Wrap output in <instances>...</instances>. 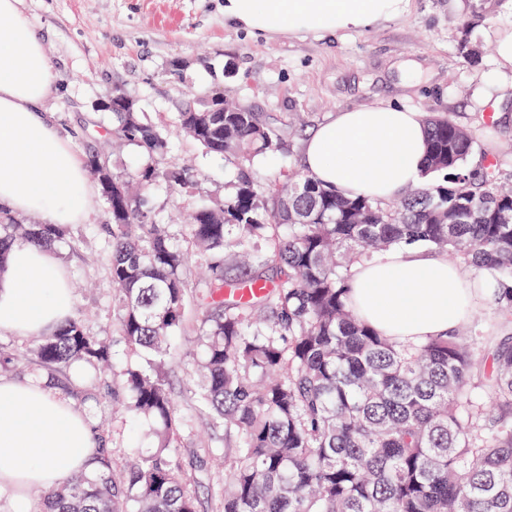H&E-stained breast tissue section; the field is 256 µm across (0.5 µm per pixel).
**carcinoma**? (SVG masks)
<instances>
[{
	"instance_id": "obj_1",
	"label": "carcinoma",
	"mask_w": 512,
	"mask_h": 512,
	"mask_svg": "<svg viewBox=\"0 0 512 512\" xmlns=\"http://www.w3.org/2000/svg\"><path fill=\"white\" fill-rule=\"evenodd\" d=\"M177 113L181 129L238 168L224 203L189 218L193 242L210 257V288L197 343L200 403L234 439L220 512H512V334L490 338L477 359L473 336L456 330L401 343L371 329L349 298L352 266L406 242L448 251L489 272L512 308V175L468 160L476 142L451 118L427 117L428 170L441 178L391 207L344 197L290 169L264 188L254 159L283 150L262 112ZM112 134L168 154L161 131L114 100ZM108 209V272L115 321L140 361L124 369L132 418L158 424L154 450L133 454L115 474L106 440L92 468L43 495L44 512H199L172 455L191 420L177 415L162 373L167 342L185 324L184 271L191 256L171 242L129 191L158 179L173 188L190 171L175 162L116 176L90 151ZM69 226L0 220V271L14 243L52 247ZM271 268L273 277L261 271ZM258 287L247 299L234 290ZM28 356L49 383L85 396L64 369L108 363L115 350L71 318L33 342Z\"/></svg>"
}]
</instances>
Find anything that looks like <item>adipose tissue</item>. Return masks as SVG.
I'll list each match as a JSON object with an SVG mask.
<instances>
[{
  "label": "adipose tissue",
  "mask_w": 512,
  "mask_h": 512,
  "mask_svg": "<svg viewBox=\"0 0 512 512\" xmlns=\"http://www.w3.org/2000/svg\"><path fill=\"white\" fill-rule=\"evenodd\" d=\"M408 3L224 0V22L263 35L354 32L401 16ZM57 83L23 0H0V208L79 224L92 212L94 190L82 159L44 107ZM303 155L308 174L342 196L391 200L421 184L427 127L421 113L375 103L330 116L307 137ZM494 294L492 278H485L479 295L489 300ZM479 295L447 257L412 243L356 266L351 305L380 333L417 341L454 329ZM72 312L71 288L56 254L15 243L0 274V333L46 336ZM98 447L73 395L44 381L0 376V490L13 493L14 512H33V494L86 472Z\"/></svg>",
  "instance_id": "ef3b65f1"
}]
</instances>
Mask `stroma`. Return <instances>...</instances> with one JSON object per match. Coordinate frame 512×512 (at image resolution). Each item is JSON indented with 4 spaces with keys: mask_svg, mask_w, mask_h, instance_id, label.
<instances>
[{
    "mask_svg": "<svg viewBox=\"0 0 512 512\" xmlns=\"http://www.w3.org/2000/svg\"><path fill=\"white\" fill-rule=\"evenodd\" d=\"M24 10L42 40L61 86L53 100L54 120L78 153L96 149L111 171L123 176L160 156L136 143H119L99 133L111 125L101 104L114 90L136 102L143 120L162 130L171 153L195 175L186 188L159 182L148 191L151 218L169 225L175 245L190 250L186 272L185 325L172 340L164 372L178 415L194 420L192 436L173 455L186 473L187 490L201 512H217L214 490L224 476L219 455L224 430L213 425L199 403L195 375L201 312L194 298L206 288V254L194 251L185 218L192 209L229 197L237 170L210 154L176 126V114L199 103L221 85L232 97L272 123L302 114L305 125L286 140L283 152L259 158L251 172L261 185L281 180L301 165V145L329 114L385 101L422 113L448 114L475 137L478 154L500 160L512 171V94L486 81L492 69L490 29L512 26V0H411L400 17L362 32L251 36L224 23V0H24ZM90 220L73 225L69 238L54 247L74 295V315L88 333L115 341L112 283L106 259L108 214L101 196L92 200ZM512 315L494 302L477 300L463 323L485 338ZM117 356L101 373L67 367L84 377L93 398L79 401L98 433L114 450V468L123 470L129 449L149 452V423L131 419L113 383L125 368Z\"/></svg>",
    "mask_w": 512,
    "mask_h": 512,
    "instance_id": "35a3bbf8",
    "label": "stroma"
}]
</instances>
